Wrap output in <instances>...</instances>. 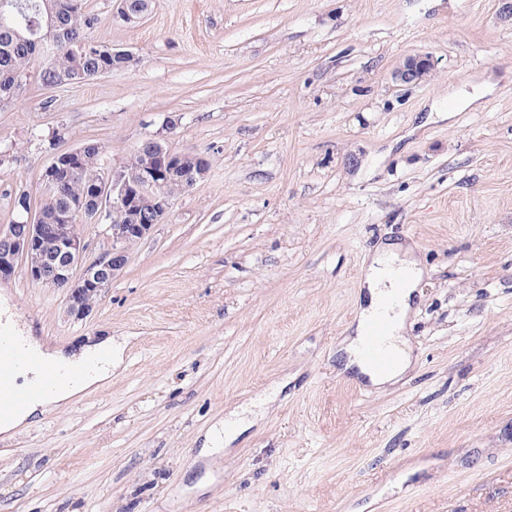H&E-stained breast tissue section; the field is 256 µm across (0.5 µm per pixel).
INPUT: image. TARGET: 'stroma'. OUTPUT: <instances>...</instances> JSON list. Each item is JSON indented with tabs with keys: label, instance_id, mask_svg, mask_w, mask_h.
Listing matches in <instances>:
<instances>
[{
	"label": "stroma",
	"instance_id": "1",
	"mask_svg": "<svg viewBox=\"0 0 512 512\" xmlns=\"http://www.w3.org/2000/svg\"><path fill=\"white\" fill-rule=\"evenodd\" d=\"M116 7L87 0V35L133 67L48 87L36 64L0 110V229L10 192L39 207L56 152L88 141L119 166L163 131L209 170L86 319L0 280L33 335L108 336L118 361L0 435V512H512V0ZM420 53L425 79L397 80ZM386 242L424 274L411 366L375 388L337 350ZM234 412L247 430L206 449ZM118 7L116 10V16L125 22L126 24H132L139 22L145 13L148 11V7L151 6V0H128V7L126 0L118 1ZM129 8V9H128ZM130 11L139 12L143 16H139L136 13Z\"/></svg>",
	"mask_w": 512,
	"mask_h": 512
}]
</instances>
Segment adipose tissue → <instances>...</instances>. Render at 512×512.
Listing matches in <instances>:
<instances>
[{
	"mask_svg": "<svg viewBox=\"0 0 512 512\" xmlns=\"http://www.w3.org/2000/svg\"><path fill=\"white\" fill-rule=\"evenodd\" d=\"M395 267L405 271L406 276L402 281L387 279V272ZM422 274L420 263L413 256L410 247L391 242L375 249L366 272L365 305L358 314L353 334L348 336L341 346L344 353V370L366 376L377 387L395 384L405 374L410 366L408 340L405 336L406 321ZM388 295L396 298L395 305L389 310L392 328L388 337L395 363L389 369L380 371L361 358L360 347L369 321L382 299ZM18 335L28 350L46 364L64 369H77L81 375L76 380L60 384L50 396L31 399L22 409L0 418V433L10 437L26 429L32 421L45 414L48 407L68 405L89 388L109 379L113 368V362L109 359L95 369L87 367L88 361L95 355L104 350H111V337H87L80 352L68 356L61 349L51 347L39 337L33 336L30 329L19 330Z\"/></svg>",
	"mask_w": 512,
	"mask_h": 512,
	"instance_id": "1",
	"label": "adipose tissue"
}]
</instances>
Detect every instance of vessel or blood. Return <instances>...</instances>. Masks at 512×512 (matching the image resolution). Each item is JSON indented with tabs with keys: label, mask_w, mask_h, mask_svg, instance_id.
Returning <instances> with one entry per match:
<instances>
[{
	"label": "vessel or blood",
	"mask_w": 512,
	"mask_h": 512,
	"mask_svg": "<svg viewBox=\"0 0 512 512\" xmlns=\"http://www.w3.org/2000/svg\"><path fill=\"white\" fill-rule=\"evenodd\" d=\"M394 303V297L385 298L384 307L371 319L361 346L363 359L377 369L388 368L394 361L388 346L391 322L386 313L387 308ZM23 370L37 374L38 381L27 392L21 393L15 389L14 384L18 373ZM68 376V371L44 364L9 330L0 325V417L23 406L27 398L48 395Z\"/></svg>",
	"instance_id": "b4317fda"
}]
</instances>
